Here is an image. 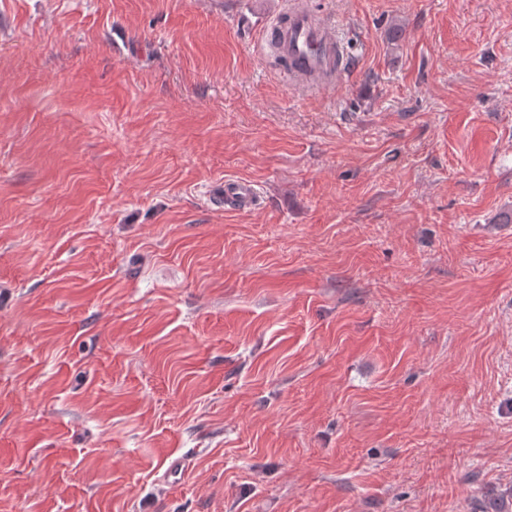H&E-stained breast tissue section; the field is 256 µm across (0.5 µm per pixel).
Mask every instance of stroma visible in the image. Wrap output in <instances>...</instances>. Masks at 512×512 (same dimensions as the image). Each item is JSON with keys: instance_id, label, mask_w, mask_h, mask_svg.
<instances>
[{"instance_id": "stroma-1", "label": "stroma", "mask_w": 512, "mask_h": 512, "mask_svg": "<svg viewBox=\"0 0 512 512\" xmlns=\"http://www.w3.org/2000/svg\"><path fill=\"white\" fill-rule=\"evenodd\" d=\"M283 2L0 0V512L512 484V0H306L315 94ZM268 26V44L290 65L292 76L318 89L342 80L346 68L336 65L337 55L343 59V54L331 22L293 3ZM218 198L227 211L239 212L255 208L261 199L257 185L241 178H224V185L217 191Z\"/></svg>"}]
</instances>
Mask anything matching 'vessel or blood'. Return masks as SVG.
Instances as JSON below:
<instances>
[{
    "label": "vessel or blood",
    "mask_w": 512,
    "mask_h": 512,
    "mask_svg": "<svg viewBox=\"0 0 512 512\" xmlns=\"http://www.w3.org/2000/svg\"><path fill=\"white\" fill-rule=\"evenodd\" d=\"M267 41L289 64L292 76L313 87L333 86L346 73L336 61L341 48L331 22L298 0L270 22ZM217 194L232 212L253 209L261 198L257 185L241 178L225 179Z\"/></svg>",
    "instance_id": "1"
}]
</instances>
